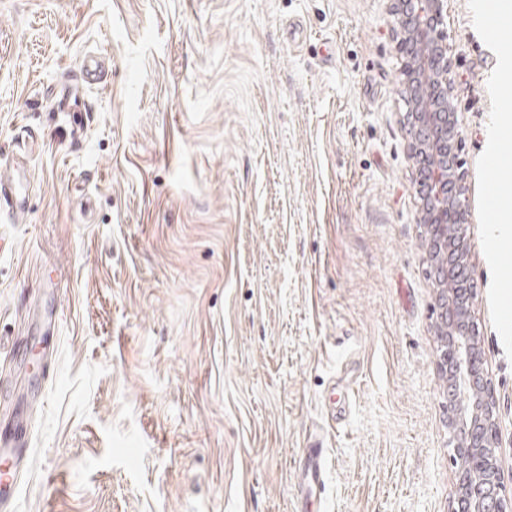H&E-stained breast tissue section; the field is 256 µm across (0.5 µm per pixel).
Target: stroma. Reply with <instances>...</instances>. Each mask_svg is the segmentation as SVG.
Instances as JSON below:
<instances>
[{"mask_svg":"<svg viewBox=\"0 0 512 512\" xmlns=\"http://www.w3.org/2000/svg\"><path fill=\"white\" fill-rule=\"evenodd\" d=\"M480 3L448 0V83L512 497V0ZM396 28L390 0H0L10 512H450ZM1 206L9 208L13 221H23L24 208L17 192L15 178L11 174L0 178V209ZM326 450L322 444H314L307 448L306 452V480L310 488L309 493H317L318 488L322 489L325 485V467L324 460Z\"/></svg>","mask_w":512,"mask_h":512,"instance_id":"obj_1","label":"stroma"}]
</instances>
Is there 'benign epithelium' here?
Returning a JSON list of instances; mask_svg holds the SVG:
<instances>
[{
  "mask_svg": "<svg viewBox=\"0 0 512 512\" xmlns=\"http://www.w3.org/2000/svg\"><path fill=\"white\" fill-rule=\"evenodd\" d=\"M398 46L405 57L410 150L429 155L420 222L437 283L439 327L436 367L445 382L448 429L457 467L451 512H512L504 495L498 403L485 369L483 342L471 309L476 286L467 272L462 203L461 143L454 97L448 91V43L443 21L448 0H391Z\"/></svg>",
  "mask_w": 512,
  "mask_h": 512,
  "instance_id": "7a95c632",
  "label": "benign epithelium"
}]
</instances>
